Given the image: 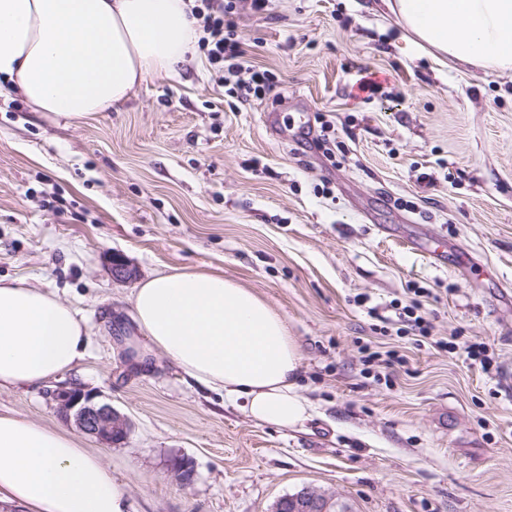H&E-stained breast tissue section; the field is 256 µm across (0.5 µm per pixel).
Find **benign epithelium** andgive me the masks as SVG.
<instances>
[{
    "label": "benign epithelium",
    "mask_w": 512,
    "mask_h": 512,
    "mask_svg": "<svg viewBox=\"0 0 512 512\" xmlns=\"http://www.w3.org/2000/svg\"><path fill=\"white\" fill-rule=\"evenodd\" d=\"M112 278L130 282L136 271L120 255L111 258ZM65 418L74 422L77 429L107 445L119 444L130 432L128 417L108 403L97 401L98 395L82 388H65L51 393Z\"/></svg>",
    "instance_id": "7a95c632"
}]
</instances>
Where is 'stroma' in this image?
Returning <instances> with one entry per match:
<instances>
[{
  "label": "stroma",
  "instance_id": "obj_1",
  "mask_svg": "<svg viewBox=\"0 0 512 512\" xmlns=\"http://www.w3.org/2000/svg\"><path fill=\"white\" fill-rule=\"evenodd\" d=\"M232 20L275 76L264 99L228 96L195 47L77 125L0 97V278L53 292L90 330L77 370L1 390L0 413L74 435L131 512H276L304 488L348 512H512V72L443 62L373 0H241ZM322 121L330 158L295 140ZM437 239L448 252L421 253ZM114 254L135 280H113ZM176 269L284 318L306 420L259 424L145 352L133 292ZM417 288L431 339L375 330L368 306ZM440 339L486 342L489 369ZM365 344L406 362L366 372ZM69 386L125 414L128 438L78 433L50 397Z\"/></svg>",
  "mask_w": 512,
  "mask_h": 512
}]
</instances>
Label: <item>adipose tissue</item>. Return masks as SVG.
Instances as JSON below:
<instances>
[{
	"mask_svg": "<svg viewBox=\"0 0 512 512\" xmlns=\"http://www.w3.org/2000/svg\"><path fill=\"white\" fill-rule=\"evenodd\" d=\"M416 44L476 67L512 70V0H379ZM198 37L187 0H0V82L47 116L82 120L126 101L152 73L178 70ZM147 347L241 405L289 428L311 408L301 355L282 318L235 282L159 273L132 298ZM85 319L55 294L0 278V391L72 371ZM0 501L24 512H129L101 457L64 432L0 414Z\"/></svg>",
	"mask_w": 512,
	"mask_h": 512,
	"instance_id": "adipose-tissue-1",
	"label": "adipose tissue"
}]
</instances>
